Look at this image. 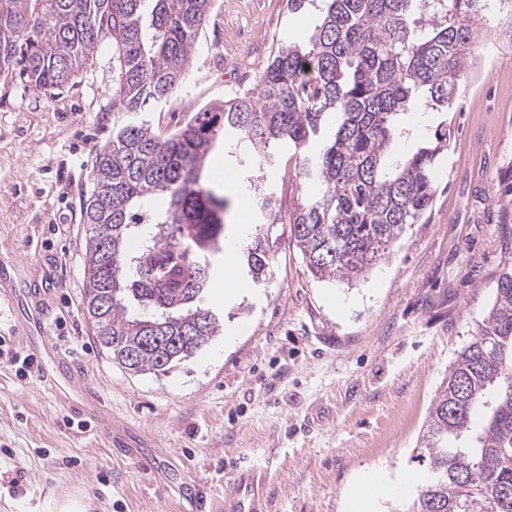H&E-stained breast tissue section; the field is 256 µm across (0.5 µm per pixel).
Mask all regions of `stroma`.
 Segmentation results:
<instances>
[{"label": "stroma", "mask_w": 512, "mask_h": 512, "mask_svg": "<svg viewBox=\"0 0 512 512\" xmlns=\"http://www.w3.org/2000/svg\"><path fill=\"white\" fill-rule=\"evenodd\" d=\"M505 13L487 15L482 45L448 114V153L432 170L436 194L424 223L408 226L386 260L352 284L313 280L285 224L254 228L238 215L254 202L246 176L286 206L309 194L293 149L277 165L248 167L211 155L209 177L228 202L227 236L267 234L271 276L213 265L210 296L232 345L215 337L170 373L131 376L103 352L84 314L82 203L92 158L112 139V44L104 42L72 84L44 92L19 73L0 75V260L29 281L55 273L45 296L55 358L83 395L162 450L143 470L71 414L36 374L0 357V468L21 462L17 489L0 484V512H58L77 498L87 512H183L168 477L194 482L204 512H224L231 467L263 468L268 512H345L352 484L371 473L421 476L412 452L440 384L494 297L512 228V38ZM317 14L285 0H213L182 85L149 112L170 130L206 104L254 88L280 39L305 42Z\"/></svg>", "instance_id": "stroma-1"}]
</instances>
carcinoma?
Instances as JSON below:
<instances>
[{"label":"carcinoma","instance_id":"cac0c4a2","mask_svg":"<svg viewBox=\"0 0 512 512\" xmlns=\"http://www.w3.org/2000/svg\"><path fill=\"white\" fill-rule=\"evenodd\" d=\"M322 2L307 43L280 41L256 91L156 130L143 114L181 85L211 0H0V72L17 70L38 90L67 87L112 41V141L92 159L83 280L93 335L125 372L165 375L218 335L211 257L223 251L227 202L206 176L218 145L229 156L243 147L262 166L277 161L282 143L302 156L315 190L293 211L258 183L249 190L265 223L290 225L319 281L365 277L432 205L431 169L448 153V121L397 159L390 146L405 134L398 116L418 106L448 112L482 37L488 0ZM332 115L340 123L311 149ZM147 247L153 253L139 273L127 262ZM504 258L492 304L450 366L417 440L424 478L390 512H512L508 236ZM245 260L254 280L266 276L264 234H254ZM151 323L191 338L149 347ZM463 436L466 445H451Z\"/></svg>","mask_w":512,"mask_h":512}]
</instances>
